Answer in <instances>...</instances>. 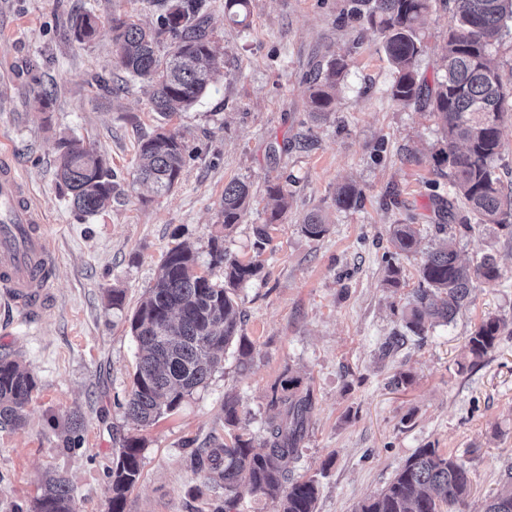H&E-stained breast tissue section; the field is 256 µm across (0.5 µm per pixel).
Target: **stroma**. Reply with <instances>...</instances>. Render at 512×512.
<instances>
[{
	"mask_svg": "<svg viewBox=\"0 0 512 512\" xmlns=\"http://www.w3.org/2000/svg\"><path fill=\"white\" fill-rule=\"evenodd\" d=\"M346 0H250L245 24L224 0H205L203 15L223 59L208 94L169 118L153 112L145 81L129 79L112 48L111 20L158 23L155 0H0V149L19 169L32 204L55 242L54 292L32 316L0 296V358L29 369L38 387L24 426L0 429V512H32L46 475L64 476L77 512H108L111 472L126 438L142 441L143 469L125 512H224V489L196 472L197 448L223 446L231 434L263 440L268 397L284 373L313 395L295 479L319 485L316 512H356L379 493L416 449L435 448L465 463L472 477L469 512H478L512 469V335L472 363L465 343L482 319L512 320V234L472 221L459 235L460 256L494 254L501 276L477 280L474 301L424 341L402 331L403 312L418 286L425 252L444 240L448 180L434 161L442 147L437 119L390 97L394 70L381 34L364 19L341 20ZM451 0H433L423 25L418 77L444 78ZM96 17L88 43L68 35L71 13ZM339 54L348 68L336 111L314 120L308 77ZM53 92L49 111L34 98ZM187 143L179 184L164 196L137 183V149L158 128ZM80 141L111 170V206L77 212L63 193L56 163L63 144ZM247 182L251 200L239 224L224 228V187ZM357 184L348 210L335 206L338 187ZM292 194L263 252L254 227L271 208L266 187ZM322 211L328 232L313 239L301 226ZM394 224L420 229L419 251L397 255ZM260 266L239 290L248 360L227 348L206 383L152 426L125 413L137 346L128 317L152 284L166 252L179 244L204 254L211 236ZM401 270L397 288L384 283L388 264ZM124 289L123 309L106 292ZM410 384L395 387L397 372ZM237 400L239 422H224V399ZM81 424L78 445H63L68 419Z\"/></svg>",
	"mask_w": 512,
	"mask_h": 512,
	"instance_id": "obj_1",
	"label": "stroma"
}]
</instances>
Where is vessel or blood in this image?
<instances>
[{
    "instance_id": "vessel-or-blood-1",
    "label": "vessel or blood",
    "mask_w": 512,
    "mask_h": 512,
    "mask_svg": "<svg viewBox=\"0 0 512 512\" xmlns=\"http://www.w3.org/2000/svg\"><path fill=\"white\" fill-rule=\"evenodd\" d=\"M56 263L52 240L27 199L14 164L0 157V290L17 306L41 312L51 297L47 271Z\"/></svg>"
}]
</instances>
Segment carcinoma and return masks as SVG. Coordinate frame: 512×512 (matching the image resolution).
<instances>
[{
  "label": "carcinoma",
  "mask_w": 512,
  "mask_h": 512,
  "mask_svg": "<svg viewBox=\"0 0 512 512\" xmlns=\"http://www.w3.org/2000/svg\"><path fill=\"white\" fill-rule=\"evenodd\" d=\"M432 0H348L347 12L365 15L384 38L386 55L394 68L391 99L403 106L423 99L417 64L425 45L420 20L429 13ZM158 25L146 28L129 19L112 20V41L118 63L131 77L152 87L154 111L170 116L185 112L208 93L220 71V61L202 27L203 0H161ZM224 9L242 24L249 0H225ZM512 0H454L448 21V43L443 57L445 75L430 94L428 106L442 123L445 149L439 162L448 164L450 191L461 198L468 213L482 224L512 230V196L505 195L493 165L499 154L500 126L512 93L504 88L491 48L509 32ZM98 22L86 13L68 19V32L80 43L91 41ZM170 38L165 60L155 47ZM348 68L345 57L328 61L309 86L312 116L328 118L335 109L340 78ZM187 146L182 136L165 128L141 142L138 175L158 193L170 192L180 181ZM59 185L85 216L104 210L115 190L104 160L79 141L64 143L57 161ZM276 201L266 223L256 227L255 243L261 251L269 242L268 227L288 211V193L276 183L267 185ZM361 191L353 184L336 193V208L357 203ZM250 187L231 181L224 187L221 215L224 228L239 223L247 209ZM302 232L320 238L328 232L326 216L310 214ZM393 248L403 254L416 252L419 229L414 224H393L389 229ZM207 271H200L201 267ZM259 270L254 262H242L224 251L221 239L209 241L202 261L188 248L177 245L162 261L147 296L130 321L138 346L133 388L126 403L127 415L142 427L154 424L165 412L178 408L186 395L204 385L221 362L219 353L237 344L246 358L252 345L242 331V310L237 289ZM500 276L496 257L486 254L475 266L460 261L455 235L429 252L418 268L419 288L403 315L404 328L419 338L438 325L452 321L458 310L471 302L473 281ZM512 334V322L500 317L483 319L468 337L471 363L487 357L503 335ZM37 388L34 375L19 363L0 359V428L22 426L26 408ZM299 380L290 377L273 389L265 420L263 451L253 438L235 434L222 448L194 451L191 463L209 480L224 485V512H231L245 492L280 501V512H315L319 489L315 480L293 479L290 465L298 458L313 406L311 391H298ZM140 440L125 441L112 467L108 512H124L126 496L142 471ZM471 492L470 471L452 455L435 448H419L397 470L379 493L364 499L358 512H465ZM448 510H443V507ZM33 512H76L66 479L48 478L36 498ZM482 512H512V474L485 500Z\"/></svg>",
  "instance_id": "carcinoma-1"
}]
</instances>
